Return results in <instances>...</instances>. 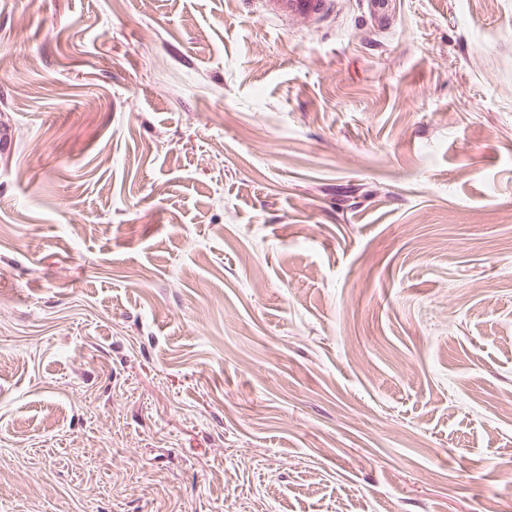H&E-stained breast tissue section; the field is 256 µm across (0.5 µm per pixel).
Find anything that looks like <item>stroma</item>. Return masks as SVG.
I'll use <instances>...</instances> for the list:
<instances>
[{
    "label": "stroma",
    "mask_w": 512,
    "mask_h": 512,
    "mask_svg": "<svg viewBox=\"0 0 512 512\" xmlns=\"http://www.w3.org/2000/svg\"><path fill=\"white\" fill-rule=\"evenodd\" d=\"M492 489L512 0H0V512Z\"/></svg>",
    "instance_id": "obj_1"
}]
</instances>
